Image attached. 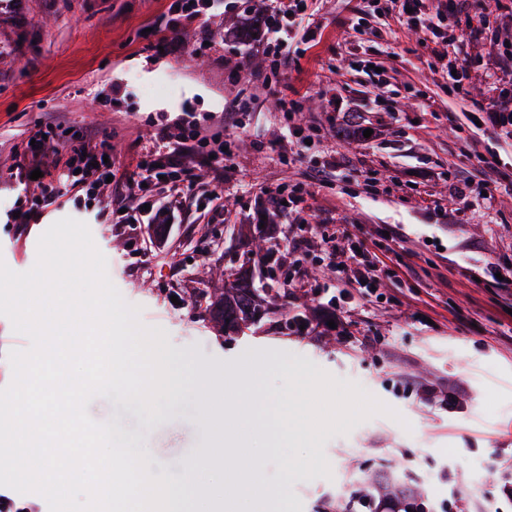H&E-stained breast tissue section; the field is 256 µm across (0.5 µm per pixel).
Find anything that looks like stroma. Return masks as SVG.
I'll list each match as a JSON object with an SVG mask.
<instances>
[{
  "label": "stroma",
  "instance_id": "35a3bbf8",
  "mask_svg": "<svg viewBox=\"0 0 512 512\" xmlns=\"http://www.w3.org/2000/svg\"><path fill=\"white\" fill-rule=\"evenodd\" d=\"M169 0H27L21 18L0 16V172L38 126L52 125L63 145L89 135L108 139L117 165L148 146L160 116L191 113L211 137L233 123L245 134L230 146L234 167L224 178L204 171L193 192L172 201L176 222L159 240L150 225L136 234L147 249L134 257L127 236L106 223L96 200L43 210L18 228L14 205L30 206L22 185L0 192V261L25 272L36 263L38 240L56 221L85 222L107 260V275L123 298L139 306L144 326L167 332L186 380L202 372L215 381L250 376L246 391L262 403L248 417L246 448L260 458L273 494L269 512H323L345 475L391 466L423 485L425 505L448 494V458L465 474L474 502L495 492L489 476L493 448L512 449V300L492 282L491 267L512 263V193L492 205L463 196L476 178L477 154L496 153L512 165V145L474 128L471 99L487 91L482 70L472 73L470 99L449 95L431 57L412 55L416 36L398 28L391 0H307L305 20L320 28L299 45L286 71L283 108L264 87L257 29L240 0H224V38L205 58L149 51L160 34L156 19ZM399 42L405 54L391 58ZM243 73H235V64ZM241 101L243 110L232 107ZM370 137H351L354 123ZM301 127L311 146L302 162H285L278 143L287 127ZM337 167L328 182L315 176L325 157ZM371 174L372 183L352 177ZM224 204L210 205L215 186ZM303 187L302 208L328 226L361 227L381 242L396 230L394 249L380 257L394 275L370 294L337 286L315 257L295 258L288 242L300 227L275 213L271 198ZM264 224L276 244L288 311L322 312L330 297L345 314L336 327L305 336L271 331L224 343L191 305L205 272L240 268L251 244L241 232ZM423 383L462 394L451 413L426 403ZM288 397L299 429L286 442L270 398ZM89 416L141 439L154 476H173V462L194 461L214 444L199 407L184 400L175 414L147 420L138 404L118 407L97 397Z\"/></svg>",
  "mask_w": 512,
  "mask_h": 512
}]
</instances>
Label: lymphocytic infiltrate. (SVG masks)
<instances>
[{"instance_id":"obj_1","label":"lymphocytic infiltrate","mask_w":512,"mask_h":512,"mask_svg":"<svg viewBox=\"0 0 512 512\" xmlns=\"http://www.w3.org/2000/svg\"><path fill=\"white\" fill-rule=\"evenodd\" d=\"M396 20L400 25L417 28V55L432 53L442 61L443 78L449 93L468 96V81L476 63L466 50L468 43L482 39L488 27L503 28L506 15L501 0H442L432 16H425L424 0H398ZM304 0H262L258 12L267 29L263 48L269 68L282 75L283 66L292 56L296 37L311 41L314 28L300 30V8ZM222 0H172L157 21L158 43L165 54H201L205 43L220 38V29L212 20L219 13ZM486 97L473 101L470 119L479 120L482 128L492 130L500 138L512 139V78H503L498 70L485 73ZM34 144L25 146L12 179L31 182L36 209L19 215V223L38 220L42 209L57 204L61 198L77 200L81 196L100 195L107 181L117 186L107 205L117 223L136 225L144 222L163 223L165 213L153 203L154 191L163 181L176 179L189 189L201 177V168L220 172L231 160L223 149L212 148L197 124L185 121L157 120L149 148L123 168L105 164L107 144H78L59 151L52 139L34 132ZM40 178H32L34 170ZM321 250L327 267L338 281L350 287L378 286L391 278V269L371 252L368 241L359 233L341 230L339 238H323Z\"/></svg>"}]
</instances>
